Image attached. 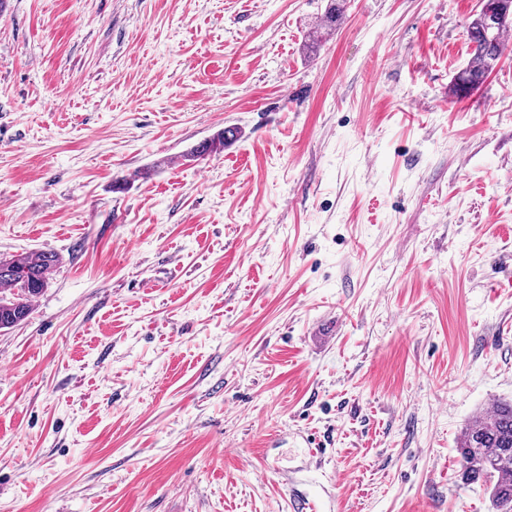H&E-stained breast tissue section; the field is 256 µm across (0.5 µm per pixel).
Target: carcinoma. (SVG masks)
<instances>
[{
  "mask_svg": "<svg viewBox=\"0 0 512 512\" xmlns=\"http://www.w3.org/2000/svg\"><path fill=\"white\" fill-rule=\"evenodd\" d=\"M512 27V0H482L467 26L469 60L454 76L449 93L464 96L478 89L493 72L509 45L504 33ZM226 132L193 148L188 156L201 158L224 148ZM59 257L39 251L0 260V329L22 322L32 301L48 284ZM461 479L480 483L489 491L495 512H512V402L469 420L461 434Z\"/></svg>",
  "mask_w": 512,
  "mask_h": 512,
  "instance_id": "obj_1",
  "label": "carcinoma"
}]
</instances>
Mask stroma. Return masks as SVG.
I'll return each mask as SVG.
<instances>
[{
  "mask_svg": "<svg viewBox=\"0 0 512 512\" xmlns=\"http://www.w3.org/2000/svg\"><path fill=\"white\" fill-rule=\"evenodd\" d=\"M5 0L0 512H493L512 399V53L480 0ZM234 138L197 160L223 129ZM474 16L467 26L470 57L452 80L448 91L453 96L478 89L509 48L504 33L512 26V0H482ZM59 257L52 251H39L0 260V329L22 322L32 301L48 284ZM457 447L461 479L486 486L496 512H512V401L470 419Z\"/></svg>",
  "mask_w": 512,
  "mask_h": 512,
  "instance_id": "1",
  "label": "stroma"
}]
</instances>
